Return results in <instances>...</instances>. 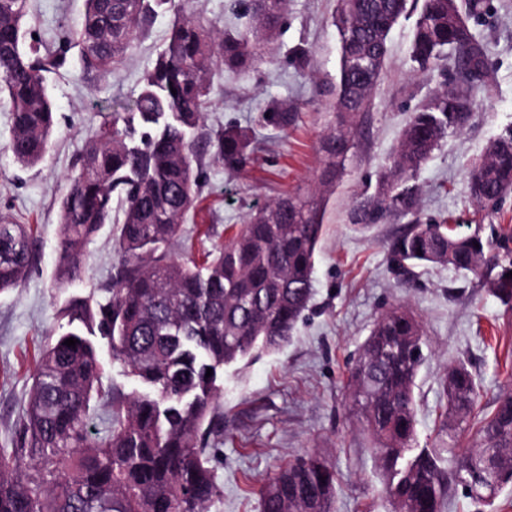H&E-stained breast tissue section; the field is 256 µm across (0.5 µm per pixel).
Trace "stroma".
Listing matches in <instances>:
<instances>
[{
  "instance_id": "obj_1",
  "label": "stroma",
  "mask_w": 512,
  "mask_h": 512,
  "mask_svg": "<svg viewBox=\"0 0 512 512\" xmlns=\"http://www.w3.org/2000/svg\"><path fill=\"white\" fill-rule=\"evenodd\" d=\"M29 25L50 48L77 27L84 0H29ZM337 0H291L277 40L250 71H217L206 125L250 128L252 151L239 170L206 161L202 196L183 225L174 256H195L227 241L231 225L284 193L314 190L325 162L320 140L336 123L334 103L340 45L331 16ZM174 14L162 11L119 68L86 75L77 49L47 74L55 102L53 146L36 167L16 163L6 148L10 104L0 98V215L27 225L32 265L21 287L0 291V448L13 435L33 383L40 350L58 334V310L89 288L107 292L118 259L116 227L102 225L84 246L81 275L56 281L59 210L67 175L86 141L95 138L105 100L123 101L161 52ZM414 17L400 18L388 37V61L369 109L355 119L357 136L333 193L325 195V233L316 255L314 295L293 339L280 350L224 369V430L209 439L210 464L222 493L210 512H261L258 488L290 458L315 453L338 474L333 512H391L372 439L348 403V368L381 313L404 306L422 324L427 345L419 368L416 430L420 445L451 440L440 430L446 399L442 379L464 362L475 376L479 406L512 391V310L477 280L429 266L407 274L391 260L387 241L401 221L363 229L349 221L354 201L372 194L382 162L408 116L429 93L454 81L455 69L422 70L409 58ZM469 25L486 45L489 88L475 92L466 129L449 135L421 167V223L484 224L512 233V193L480 206L466 181L473 162L512 126V0H484ZM288 103L296 114L287 130L258 123L267 106Z\"/></svg>"
}]
</instances>
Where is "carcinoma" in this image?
<instances>
[{
  "instance_id": "obj_1",
  "label": "carcinoma",
  "mask_w": 512,
  "mask_h": 512,
  "mask_svg": "<svg viewBox=\"0 0 512 512\" xmlns=\"http://www.w3.org/2000/svg\"><path fill=\"white\" fill-rule=\"evenodd\" d=\"M73 35L88 73L108 74L125 58L157 10L176 15L171 36L141 80L137 95L109 102L96 137L85 145L61 201L57 281L80 276L79 251L112 220L123 202L116 243L119 259L111 296L87 295L60 308L67 330L40 357L25 411L0 448V512H210L221 495L207 458V438L221 430L224 367L282 348L312 296L323 212L299 190L271 201L204 262L173 259L167 245L194 208L203 153L237 168L252 137L231 127L200 143L211 107L214 72L251 69L261 46L277 35L290 0H251V26L218 32L204 26L189 0H85ZM410 0H341L333 19L340 41L336 83L338 122L324 136L328 163L318 191L332 187L356 135L353 119L368 109L387 64L386 39L409 11ZM481 0H423L409 47L422 69L452 61L476 72L459 93L444 86L411 113L382 165L376 192L357 202L350 223L362 227L397 216L405 228L389 242L393 262L413 269L446 266L482 281L512 308V235L462 234L443 222L416 217L418 172L448 134L463 131L471 92L486 87V50L468 18ZM29 0H0V94L11 103L8 150L23 167L45 158L54 131V102L44 73L67 63V51L43 54L27 41ZM177 94H172L171 89ZM295 113L275 106L259 122L288 128ZM469 195L479 205L512 192V129L498 136L468 172ZM25 225L0 217V290L18 287L32 264ZM497 275H492V272ZM107 340L112 361L143 387L128 393L104 387L96 348L83 331ZM77 339L76 346L64 341ZM426 339L403 307L374 322L349 368L352 410L377 443L383 490L392 512H446L451 486L494 507L512 487V393L492 409L478 406V385L467 366L451 367L441 430L453 428L471 447L450 470L438 450L419 447L416 377ZM212 375L206 376L207 369ZM105 409V438L88 431L93 403ZM262 512H330L336 470L314 453L277 467L259 490Z\"/></svg>"
}]
</instances>
